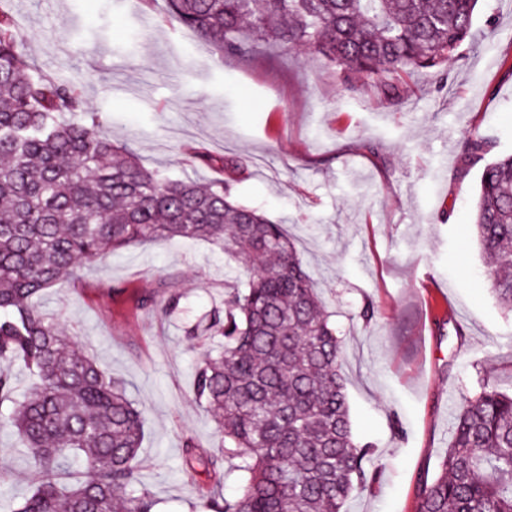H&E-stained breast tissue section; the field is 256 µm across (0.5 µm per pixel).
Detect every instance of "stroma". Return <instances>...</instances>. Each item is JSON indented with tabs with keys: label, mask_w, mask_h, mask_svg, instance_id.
I'll return each instance as SVG.
<instances>
[{
	"label": "stroma",
	"mask_w": 512,
	"mask_h": 512,
	"mask_svg": "<svg viewBox=\"0 0 512 512\" xmlns=\"http://www.w3.org/2000/svg\"><path fill=\"white\" fill-rule=\"evenodd\" d=\"M40 74L80 86L84 119L172 179L210 183L224 170L191 158L236 156L233 198L284 224L344 338L354 436L380 469L347 512H416L452 423L449 402L480 385L512 391V313L493 293L472 227L479 166L462 153L479 132L488 159L512 152V0H479L472 34L396 100L346 81L322 58L266 46L217 54L169 22L167 0H0ZM497 66H489V57ZM241 263L200 240L153 241L85 264L46 292L75 344L123 378L144 411L138 481L156 512H202L213 485L185 465L188 445L223 457L224 437L194 397L201 339ZM178 297L173 315L164 304ZM375 316L363 321L364 305ZM39 476L0 432V492L18 501Z\"/></svg>",
	"instance_id": "1"
}]
</instances>
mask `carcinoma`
<instances>
[{
	"mask_svg": "<svg viewBox=\"0 0 512 512\" xmlns=\"http://www.w3.org/2000/svg\"><path fill=\"white\" fill-rule=\"evenodd\" d=\"M478 0H170V19L228 56L262 43L307 49L388 98L411 74L440 66L472 35ZM80 88L32 71L13 17L0 9V358L34 379L23 395L0 375L8 427L41 473L4 512H153L138 486L140 408L124 379L74 348L44 293L86 262L157 240H202L248 263L245 286L224 289L222 337L204 354L194 395L224 433V476L210 512H342L374 478L371 446L352 431L342 338L284 225L231 199V184L202 187L145 167L96 120ZM473 133L464 154L480 161ZM474 233L493 260L498 302L512 310V154L483 166ZM83 477L61 484L69 460ZM186 466L217 461L187 444ZM417 512H512V395L489 385L462 404L438 472Z\"/></svg>",
	"mask_w": 512,
	"mask_h": 512,
	"instance_id": "cac0c4a2",
	"label": "carcinoma"
}]
</instances>
